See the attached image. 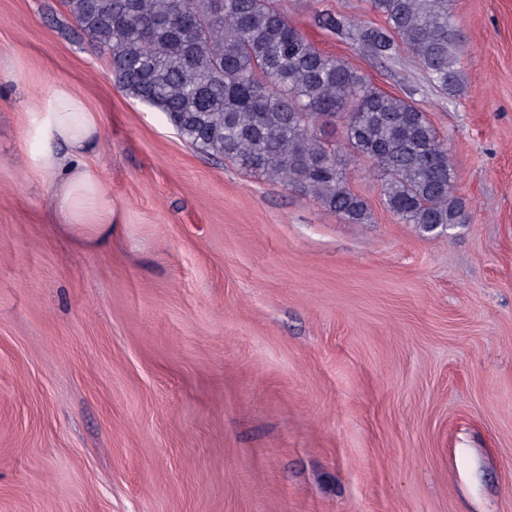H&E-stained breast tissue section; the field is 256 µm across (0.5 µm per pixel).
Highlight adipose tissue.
<instances>
[{
    "label": "adipose tissue",
    "mask_w": 512,
    "mask_h": 512,
    "mask_svg": "<svg viewBox=\"0 0 512 512\" xmlns=\"http://www.w3.org/2000/svg\"><path fill=\"white\" fill-rule=\"evenodd\" d=\"M28 129L37 143L30 168L55 186L58 224L74 239L103 243L112 236V209L103 204L96 174L79 159L99 141V119L85 99L65 84L39 96Z\"/></svg>",
    "instance_id": "ef3b65f1"
}]
</instances>
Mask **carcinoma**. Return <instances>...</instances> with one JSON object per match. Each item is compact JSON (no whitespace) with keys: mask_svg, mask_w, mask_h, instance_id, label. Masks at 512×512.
<instances>
[{"mask_svg":"<svg viewBox=\"0 0 512 512\" xmlns=\"http://www.w3.org/2000/svg\"><path fill=\"white\" fill-rule=\"evenodd\" d=\"M381 27L325 13L320 26L357 37L387 62L406 49L428 82L454 98L466 42L451 0H369ZM115 84L166 116L201 152L238 162L311 198L350 224L371 222L348 184V160L322 132L340 128L353 160L378 172L387 208L426 234L460 223L447 143L411 100L373 86L322 52L277 0H65Z\"/></svg>","mask_w":512,"mask_h":512,"instance_id":"1","label":"carcinoma"}]
</instances>
